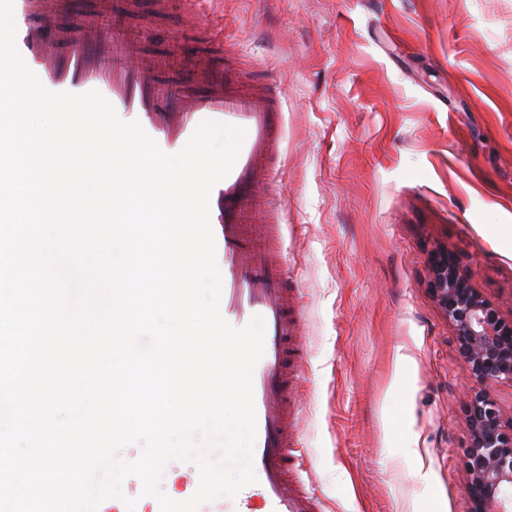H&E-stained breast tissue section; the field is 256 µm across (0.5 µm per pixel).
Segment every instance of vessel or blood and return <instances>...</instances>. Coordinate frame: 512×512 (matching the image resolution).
<instances>
[{
    "mask_svg": "<svg viewBox=\"0 0 512 512\" xmlns=\"http://www.w3.org/2000/svg\"><path fill=\"white\" fill-rule=\"evenodd\" d=\"M201 0H130L131 8L164 13L181 5L207 29ZM61 0H14L16 44L28 67L53 92H100L125 121H139L166 153L183 149L198 126L216 121L244 128L238 158L210 195V222L221 274L220 312L232 326L264 322V354L252 381L256 411L254 484L230 502H208L199 512H323L308 482L291 483L296 446L288 376L289 343L300 321L288 313V273L271 260L265 240L272 222L267 196L276 187L273 159L284 143L283 96L272 83L249 86L224 70L190 60L187 80L161 79L158 63L122 38L104 46L98 31L74 38L55 24Z\"/></svg>",
    "mask_w": 512,
    "mask_h": 512,
    "instance_id": "vessel-or-blood-1",
    "label": "vessel or blood"
}]
</instances>
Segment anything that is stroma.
<instances>
[{
    "instance_id": "stroma-1",
    "label": "stroma",
    "mask_w": 512,
    "mask_h": 512,
    "mask_svg": "<svg viewBox=\"0 0 512 512\" xmlns=\"http://www.w3.org/2000/svg\"><path fill=\"white\" fill-rule=\"evenodd\" d=\"M212 64L272 79L286 140L270 201L297 297L298 448L323 512H472L465 394L430 294L459 257L512 319V0H208ZM180 12L127 35L204 52Z\"/></svg>"
}]
</instances>
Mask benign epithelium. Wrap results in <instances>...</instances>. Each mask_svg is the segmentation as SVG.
<instances>
[{"mask_svg":"<svg viewBox=\"0 0 512 512\" xmlns=\"http://www.w3.org/2000/svg\"><path fill=\"white\" fill-rule=\"evenodd\" d=\"M428 288L454 325L460 350L480 381L512 382V319L473 286L459 258L446 249L429 258ZM466 412L472 433L467 455L473 512H512V422H504L486 390L471 393Z\"/></svg>","mask_w":512,"mask_h":512,"instance_id":"7a95c632","label":"benign epithelium"}]
</instances>
